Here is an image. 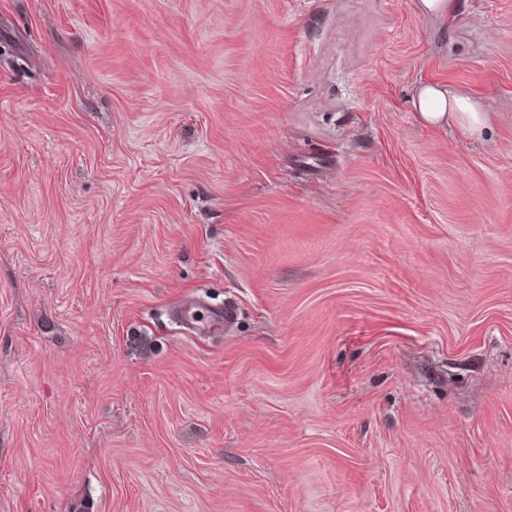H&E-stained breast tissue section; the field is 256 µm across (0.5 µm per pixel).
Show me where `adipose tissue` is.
<instances>
[{
    "instance_id": "adipose-tissue-1",
    "label": "adipose tissue",
    "mask_w": 512,
    "mask_h": 512,
    "mask_svg": "<svg viewBox=\"0 0 512 512\" xmlns=\"http://www.w3.org/2000/svg\"><path fill=\"white\" fill-rule=\"evenodd\" d=\"M416 116L420 122L431 126L455 123L471 135L479 134L488 121L487 113L481 112L470 99L449 95L439 84L424 82L414 92Z\"/></svg>"
}]
</instances>
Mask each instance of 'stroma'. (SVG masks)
Returning <instances> with one entry per match:
<instances>
[{
  "mask_svg": "<svg viewBox=\"0 0 512 512\" xmlns=\"http://www.w3.org/2000/svg\"><path fill=\"white\" fill-rule=\"evenodd\" d=\"M417 2L0 0V512H512V0ZM413 99L417 119L426 125L447 126L451 120L473 136L479 134L488 122L487 113L481 112L472 100L449 96L448 89L436 83H420Z\"/></svg>",
  "mask_w": 512,
  "mask_h": 512,
  "instance_id": "stroma-1",
  "label": "stroma"
}]
</instances>
